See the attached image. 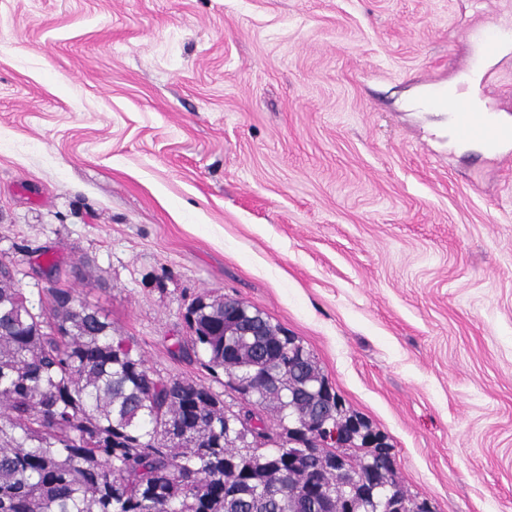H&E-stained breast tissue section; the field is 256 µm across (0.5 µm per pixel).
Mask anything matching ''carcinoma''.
Wrapping results in <instances>:
<instances>
[{
	"instance_id": "obj_1",
	"label": "carcinoma",
	"mask_w": 512,
	"mask_h": 512,
	"mask_svg": "<svg viewBox=\"0 0 512 512\" xmlns=\"http://www.w3.org/2000/svg\"><path fill=\"white\" fill-rule=\"evenodd\" d=\"M230 311L244 329L227 336ZM185 320L191 336L179 351L235 382L250 406L245 423L263 426L224 429L212 388L152 374L112 322L66 289L33 305L0 264V512H304L306 490L322 512H346L364 494L376 448L324 442L288 461V427L313 435L331 406L300 340L236 298L197 297ZM253 324L263 335L247 333ZM384 484L393 503H412L393 471Z\"/></svg>"
}]
</instances>
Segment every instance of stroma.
<instances>
[{"label":"stroma","mask_w":512,"mask_h":512,"mask_svg":"<svg viewBox=\"0 0 512 512\" xmlns=\"http://www.w3.org/2000/svg\"><path fill=\"white\" fill-rule=\"evenodd\" d=\"M495 12L512 40V0H0V261L219 394L176 342L240 299L413 498L512 512V144L423 104L512 125V52L462 72ZM474 112L470 102L464 98L448 101L444 90L433 83L426 103L433 107L450 104L456 111L455 136L464 142H476L489 150H498L500 146L512 141V127L504 126L488 119L475 101Z\"/></svg>","instance_id":"35a3bbf8"}]
</instances>
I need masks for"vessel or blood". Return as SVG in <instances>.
Returning a JSON list of instances; mask_svg holds the SVG:
<instances>
[{
  "instance_id": "vessel-or-blood-1",
  "label": "vessel or blood",
  "mask_w": 512,
  "mask_h": 512,
  "mask_svg": "<svg viewBox=\"0 0 512 512\" xmlns=\"http://www.w3.org/2000/svg\"><path fill=\"white\" fill-rule=\"evenodd\" d=\"M502 44L503 35L495 18H487L481 35L483 55L488 58L498 56ZM427 103L433 107L452 106L456 112L455 135L461 141L476 142L490 150L512 141V127L496 123L483 113L473 111L467 99L447 100L439 85H432Z\"/></svg>"
}]
</instances>
